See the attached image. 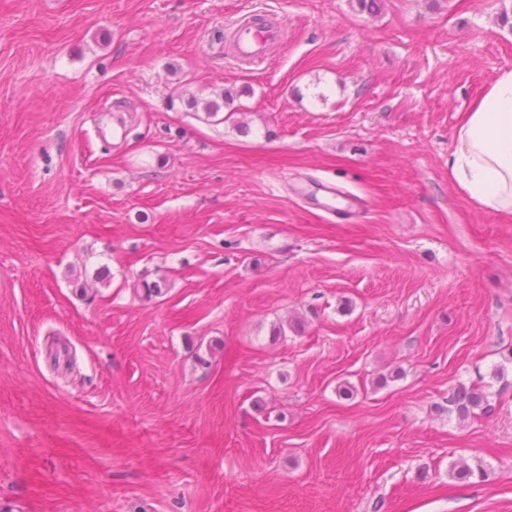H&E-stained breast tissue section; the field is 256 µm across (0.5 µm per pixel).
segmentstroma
<instances>
[{
	"instance_id": "35a3bbf8",
	"label": "stroma",
	"mask_w": 512,
	"mask_h": 512,
	"mask_svg": "<svg viewBox=\"0 0 512 512\" xmlns=\"http://www.w3.org/2000/svg\"><path fill=\"white\" fill-rule=\"evenodd\" d=\"M509 67L512 0H0V512H512V216L448 173ZM280 27L270 21L261 25L247 21L238 26L234 36V55L242 61L261 60L268 42L279 38ZM484 379V376L478 375L469 384H458L448 392L445 405L438 403L437 409L448 413L450 417L455 415L461 422L492 412L494 405L488 391L491 386Z\"/></svg>"
}]
</instances>
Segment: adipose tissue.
Instances as JSON below:
<instances>
[{
	"instance_id": "ef3b65f1",
	"label": "adipose tissue",
	"mask_w": 512,
	"mask_h": 512,
	"mask_svg": "<svg viewBox=\"0 0 512 512\" xmlns=\"http://www.w3.org/2000/svg\"><path fill=\"white\" fill-rule=\"evenodd\" d=\"M449 174L461 193L512 215V69L501 70L461 117Z\"/></svg>"
}]
</instances>
